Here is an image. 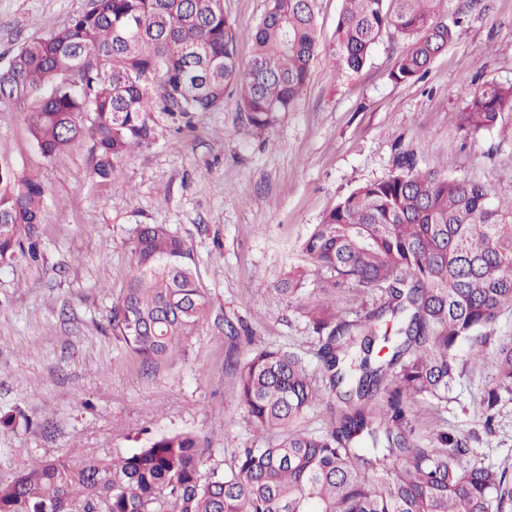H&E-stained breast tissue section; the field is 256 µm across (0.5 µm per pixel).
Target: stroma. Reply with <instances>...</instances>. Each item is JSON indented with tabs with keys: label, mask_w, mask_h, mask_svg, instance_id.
Here are the masks:
<instances>
[{
	"label": "stroma",
	"mask_w": 512,
	"mask_h": 512,
	"mask_svg": "<svg viewBox=\"0 0 512 512\" xmlns=\"http://www.w3.org/2000/svg\"><path fill=\"white\" fill-rule=\"evenodd\" d=\"M90 6L0 0V64ZM267 6L224 0L241 68ZM340 8L341 0H317L319 47L306 90L262 134L231 101L187 124L150 112L149 140L104 181L91 172L89 143L56 163L42 156L30 133L35 101L0 112V157L46 191L39 261L0 265V416L30 420L0 427V482L36 461L109 458L177 432L197 437L206 474L227 468L239 448L266 446L275 435L249 423L226 360L283 346L321 379L314 334L274 290L291 267L306 265L301 244L313 226L353 189L391 174L402 151L419 169L512 188V121L469 135L454 119L482 84L512 82V0H482L424 78L401 84L389 73L408 43L387 33L361 71L338 72L329 47ZM140 224L170 225L192 244L207 301L181 355L149 368L107 323ZM228 320L246 322L248 335L226 336ZM494 380L491 364L465 365L447 401L412 405L416 437L439 427L468 439L484 464L512 465V399L502 398L491 430L483 428L482 398Z\"/></svg>",
	"instance_id": "35a3bbf8"
}]
</instances>
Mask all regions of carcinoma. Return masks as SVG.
Listing matches in <instances>:
<instances>
[{
    "label": "carcinoma",
    "instance_id": "carcinoma-1",
    "mask_svg": "<svg viewBox=\"0 0 512 512\" xmlns=\"http://www.w3.org/2000/svg\"><path fill=\"white\" fill-rule=\"evenodd\" d=\"M463 0H342L331 55L359 72L385 32L410 41L390 78L421 77L454 36ZM316 0H269L252 64L237 63L223 0H93L90 10L24 42L0 66V102L38 99L30 131L50 161L91 141L89 164L103 180L151 134L154 106L181 117L236 106L259 131L293 111L318 48ZM47 96H42L44 90ZM512 112V84L485 83L456 113L475 135ZM44 188L0 160V264L39 257ZM309 265L288 270L275 291L317 337L325 386L285 348L229 359L250 422L277 431L266 448H242L222 472L201 474L197 437H154L110 459L36 462L0 483V512H507L509 471L469 460L466 440L434 429L421 446L409 413L419 400L448 399L459 348L491 359L493 410L512 397V338L485 351L488 332L512 309V189L450 178L398 157L388 177L345 195L302 244ZM133 274L112 299V336L146 366L172 358L192 334L206 299L191 244L167 224H139ZM354 284L360 311L348 320L333 293ZM387 353L376 358L375 348ZM343 403L324 433L293 422L324 396Z\"/></svg>",
    "mask_w": 512,
    "mask_h": 512
}]
</instances>
